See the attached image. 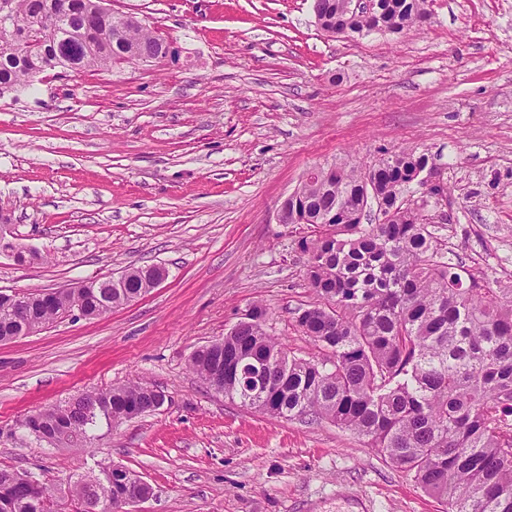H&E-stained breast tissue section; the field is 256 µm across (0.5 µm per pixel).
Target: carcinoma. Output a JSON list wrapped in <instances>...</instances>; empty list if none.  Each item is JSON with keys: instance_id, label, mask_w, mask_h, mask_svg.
Instances as JSON below:
<instances>
[{"instance_id": "cac0c4a2", "label": "carcinoma", "mask_w": 512, "mask_h": 512, "mask_svg": "<svg viewBox=\"0 0 512 512\" xmlns=\"http://www.w3.org/2000/svg\"><path fill=\"white\" fill-rule=\"evenodd\" d=\"M427 0H377L376 12L354 14L348 0H314L322 28L401 34L426 13ZM9 34L0 35V99L29 85L35 74L59 69L109 70L150 63L167 40L136 16L104 14L99 0H0ZM66 25L49 33L54 18ZM431 156L403 149L369 165L336 167L303 181L281 205L288 224H304L298 246L315 301L297 311L296 324L323 353L301 359L268 335V308L255 304L211 351L195 352L190 368L210 382L213 360L224 356V396L274 419L330 420L351 431L392 465L412 475L448 512H512V288H494L448 257L440 226L422 205L403 203L415 172ZM391 215L364 224L362 212ZM163 268L131 267L124 285L59 288L35 309L42 327L66 311L89 318L126 305L156 287ZM272 366L255 381L252 365ZM154 388L129 383L82 394L39 412L29 428L58 434L54 444L86 448L101 426L147 414ZM95 476L68 478L64 493L74 512L99 498L111 512L127 488L112 496L100 484L120 469L99 464ZM11 497L0 512H56L55 489L0 468Z\"/></svg>"}]
</instances>
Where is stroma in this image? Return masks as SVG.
Listing matches in <instances>:
<instances>
[{
    "instance_id": "35a3bbf8",
    "label": "stroma",
    "mask_w": 512,
    "mask_h": 512,
    "mask_svg": "<svg viewBox=\"0 0 512 512\" xmlns=\"http://www.w3.org/2000/svg\"><path fill=\"white\" fill-rule=\"evenodd\" d=\"M172 42L152 66L48 71L0 99V289L65 288L161 265L158 287L102 318L0 343V467L50 486L108 459L154 494L138 512H444L328 420L272 419L189 368L253 304L292 355L313 299L281 203L318 165L434 154L444 235L475 275L512 282V0H428L405 34L330 35L313 0H108ZM142 382L154 412L63 448L22 425L97 389Z\"/></svg>"
}]
</instances>
